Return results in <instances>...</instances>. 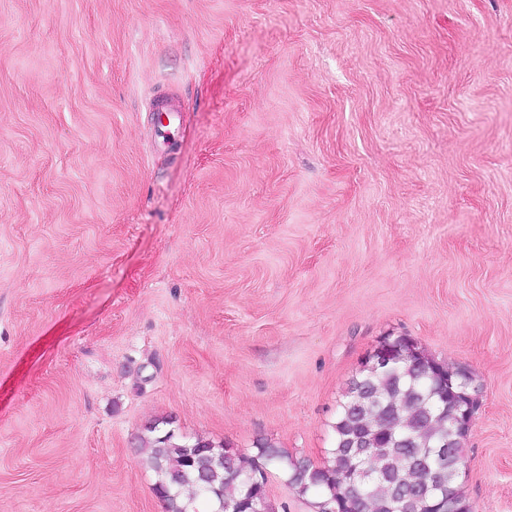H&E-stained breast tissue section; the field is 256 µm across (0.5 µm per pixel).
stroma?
Returning <instances> with one entry per match:
<instances>
[{
  "label": "stroma",
  "instance_id": "1",
  "mask_svg": "<svg viewBox=\"0 0 512 512\" xmlns=\"http://www.w3.org/2000/svg\"><path fill=\"white\" fill-rule=\"evenodd\" d=\"M387 334L512 512V0H0V512H164L163 417L323 463ZM151 106L154 111L159 109L158 122L154 129L155 136L162 138L164 142H170L181 124V102L173 97H163L160 102L158 99L154 100ZM424 346L415 339H401L396 346H377L373 349L369 357L365 360V368L376 369L378 367H387L391 360H412L422 356Z\"/></svg>",
  "mask_w": 512,
  "mask_h": 512
}]
</instances>
